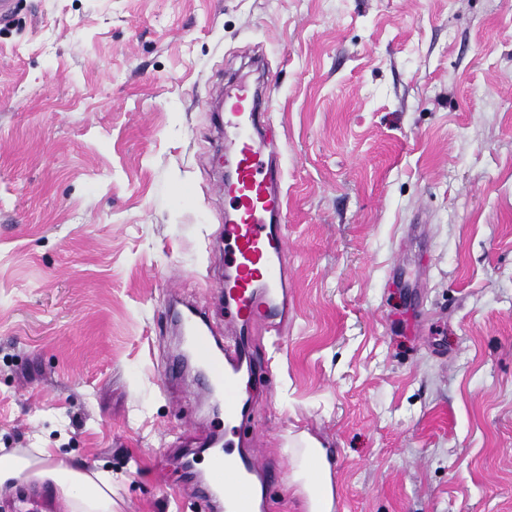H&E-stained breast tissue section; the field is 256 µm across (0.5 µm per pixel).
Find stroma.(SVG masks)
<instances>
[{
    "mask_svg": "<svg viewBox=\"0 0 512 512\" xmlns=\"http://www.w3.org/2000/svg\"><path fill=\"white\" fill-rule=\"evenodd\" d=\"M270 88L293 321L240 429L260 512H512V0H16L0 22V454L198 512L218 420L168 386L173 296L223 322L214 106ZM326 464L321 448H308L306 460L294 471V480L302 483L308 495L310 512H328L331 505V487L326 479Z\"/></svg>",
    "mask_w": 512,
    "mask_h": 512,
    "instance_id": "obj_1",
    "label": "stroma"
}]
</instances>
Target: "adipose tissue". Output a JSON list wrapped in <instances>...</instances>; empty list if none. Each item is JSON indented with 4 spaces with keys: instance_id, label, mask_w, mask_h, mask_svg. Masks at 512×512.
Listing matches in <instances>:
<instances>
[{
    "instance_id": "obj_1",
    "label": "adipose tissue",
    "mask_w": 512,
    "mask_h": 512,
    "mask_svg": "<svg viewBox=\"0 0 512 512\" xmlns=\"http://www.w3.org/2000/svg\"><path fill=\"white\" fill-rule=\"evenodd\" d=\"M326 471L321 449L311 448L294 472L295 481L301 482L308 496L309 512H329L331 487ZM46 483L54 486L65 512H113L112 484L105 475L71 468L45 448L31 456L0 455V497L20 485L37 489Z\"/></svg>"
}]
</instances>
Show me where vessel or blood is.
I'll return each mask as SVG.
<instances>
[{"label":"vessel or blood","mask_w":512,"mask_h":512,"mask_svg":"<svg viewBox=\"0 0 512 512\" xmlns=\"http://www.w3.org/2000/svg\"><path fill=\"white\" fill-rule=\"evenodd\" d=\"M224 123L237 131L224 141L225 155L236 160L235 175L215 187L233 198L236 211L224 226V329L216 331L194 305L176 311L187 346L202 368L200 396L224 395V422L213 427L217 436L251 411V400L235 396L240 377H255L259 369L241 330L277 332L288 320V298L280 293L288 285L282 172L276 157L264 151L275 136L270 105L262 95L239 87L225 107ZM210 464L224 476L225 512H256V483L268 477L264 462L248 451L224 447L212 453Z\"/></svg>","instance_id":"1"}]
</instances>
